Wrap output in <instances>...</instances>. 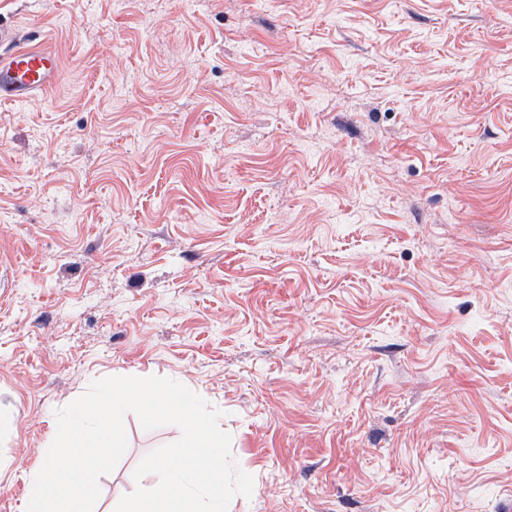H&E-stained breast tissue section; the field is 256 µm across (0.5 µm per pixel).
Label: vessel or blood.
Returning <instances> with one entry per match:
<instances>
[{
	"label": "vessel or blood",
	"mask_w": 512,
	"mask_h": 512,
	"mask_svg": "<svg viewBox=\"0 0 512 512\" xmlns=\"http://www.w3.org/2000/svg\"><path fill=\"white\" fill-rule=\"evenodd\" d=\"M60 74L55 52L25 45L19 27L0 24V104L19 105L45 93Z\"/></svg>",
	"instance_id": "vessel-or-blood-1"
}]
</instances>
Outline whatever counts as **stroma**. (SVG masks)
I'll return each mask as SVG.
<instances>
[{
    "mask_svg": "<svg viewBox=\"0 0 512 512\" xmlns=\"http://www.w3.org/2000/svg\"><path fill=\"white\" fill-rule=\"evenodd\" d=\"M0 512L108 376L221 411L228 512L512 501V0H0ZM100 477L114 512L144 430ZM16 25L0 23V104H23L52 89L61 74L55 52L26 46Z\"/></svg>",
    "mask_w": 512,
    "mask_h": 512,
    "instance_id": "1",
    "label": "stroma"
}]
</instances>
